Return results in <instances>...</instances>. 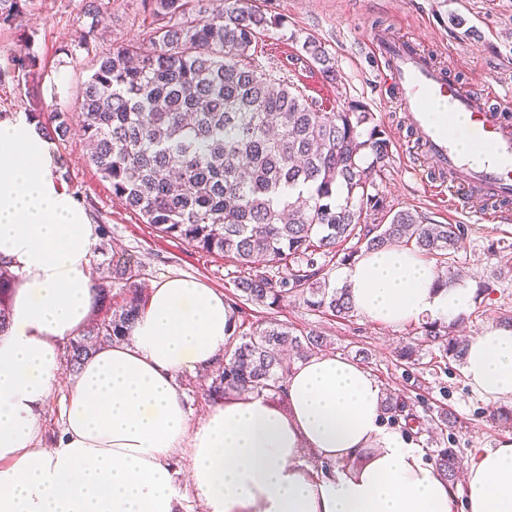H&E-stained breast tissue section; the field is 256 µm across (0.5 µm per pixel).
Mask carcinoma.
<instances>
[{
	"mask_svg": "<svg viewBox=\"0 0 512 512\" xmlns=\"http://www.w3.org/2000/svg\"><path fill=\"white\" fill-rule=\"evenodd\" d=\"M38 6L40 0H0V30L17 33L27 49L11 71L24 73L36 98L41 74L28 23ZM110 14L112 0H85L79 35L59 48L66 57L78 51L92 57L74 108L35 110L27 118L49 140L64 142L71 111L78 112L87 160L126 209L162 235L234 263L235 291L226 300L233 317L243 300L273 310L291 297L313 311L352 317L348 289L331 284L326 267L353 261L361 245L400 243L441 264L452 260L464 239L462 225L394 213L376 190L374 175L390 158L392 140L364 105L325 112L293 91L288 78L252 61L253 43L284 18L267 15L256 0H227L224 8L210 7V0H141L151 49L124 44L104 51L102 27ZM296 59L337 81L333 58L315 39L305 38ZM139 276L124 259L92 278L95 301L107 314L69 342L72 370L99 346L129 334L145 306ZM16 279L0 259V332ZM422 329L441 343L444 357L463 360L465 343L449 327L428 320ZM234 335L238 343L202 388L212 403L245 393L283 399L286 355L306 359L327 344L315 330L298 335L273 320L243 333L237 325ZM384 411L406 428L421 426L399 394H386ZM436 466L453 482L460 459L443 448Z\"/></svg>",
	"mask_w": 512,
	"mask_h": 512,
	"instance_id": "cac0c4a2",
	"label": "carcinoma"
}]
</instances>
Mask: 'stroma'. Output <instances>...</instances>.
<instances>
[{
	"instance_id": "stroma-1",
	"label": "stroma",
	"mask_w": 512,
	"mask_h": 512,
	"mask_svg": "<svg viewBox=\"0 0 512 512\" xmlns=\"http://www.w3.org/2000/svg\"><path fill=\"white\" fill-rule=\"evenodd\" d=\"M81 2L42 0L41 13L31 22L36 32L33 49L43 73V111L55 107L53 86L76 93L88 74L86 54L63 65L57 52L79 34ZM138 3L114 0L104 48L149 43V28L134 19ZM260 5L268 14L285 18L286 26L259 36L255 60L268 68L290 67L297 87L325 111L337 112L358 101L388 131L401 126L395 89L383 75L370 44L372 32L378 29L413 40L475 91L491 84L502 95L512 94V0H261ZM308 37L319 40L334 57L337 83L325 82L316 70L292 67L299 41ZM53 149L59 186L87 211L98 231L107 232L115 255L140 266L144 285L188 275L220 293L232 292L233 263L163 236L125 209L76 143H57ZM439 183L431 161L419 149L397 141L376 179L380 194L393 210L409 209L437 224L464 226L466 234L455 265L467 271L466 282L475 290V302L453 324L456 335L466 337L490 324L512 320V223L499 224L489 214L459 211ZM241 309L249 323L269 315L299 333L322 332L328 351L359 361L382 389L404 395L424 419L421 428L409 431L408 438L424 448L428 462H435L438 449L451 448L463 463H470L479 452L498 447L506 431L512 430V419L493 420L498 404L472 390L461 364L442 357L438 346L427 342L420 322L394 331L358 315L338 319L315 312L292 299L272 311L247 302ZM406 344L418 351L419 363L412 368L397 360V350ZM446 414L453 425L439 428V418Z\"/></svg>"
}]
</instances>
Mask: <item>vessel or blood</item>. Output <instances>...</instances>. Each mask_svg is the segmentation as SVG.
Masks as SVG:
<instances>
[{
  "mask_svg": "<svg viewBox=\"0 0 512 512\" xmlns=\"http://www.w3.org/2000/svg\"><path fill=\"white\" fill-rule=\"evenodd\" d=\"M396 99L417 144L448 175V193L468 212L490 211L512 199V106L495 89L475 93L458 83L410 40L380 30L372 33ZM466 116L465 133L483 151V166L470 164L456 145L454 125Z\"/></svg>",
  "mask_w": 512,
  "mask_h": 512,
  "instance_id": "b4317fda",
  "label": "vessel or blood"
}]
</instances>
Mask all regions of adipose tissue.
Listing matches in <instances>:
<instances>
[{"label": "adipose tissue", "instance_id": "ef3b65f1", "mask_svg": "<svg viewBox=\"0 0 512 512\" xmlns=\"http://www.w3.org/2000/svg\"><path fill=\"white\" fill-rule=\"evenodd\" d=\"M56 165L35 124L0 118V257L22 275L0 335V512H452L442 472L385 426L378 381L339 355L294 365L285 407L229 397L192 421L178 379L218 366L234 319L222 293L183 275L153 286L129 339L82 361L60 437L42 446L59 346L95 302L97 229L55 182ZM334 278L357 314L389 327L447 322L473 303L471 289L444 284L398 244L362 252ZM463 373L486 399L512 402V324L469 336ZM177 457L189 462L184 484ZM462 488L465 512H512V437L473 459Z\"/></svg>", "mask_w": 512, "mask_h": 512}]
</instances>
